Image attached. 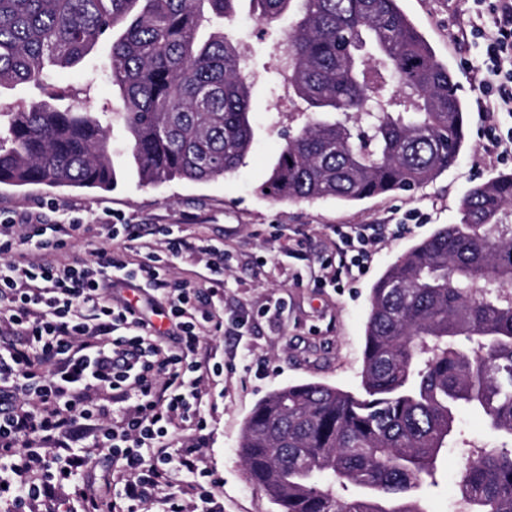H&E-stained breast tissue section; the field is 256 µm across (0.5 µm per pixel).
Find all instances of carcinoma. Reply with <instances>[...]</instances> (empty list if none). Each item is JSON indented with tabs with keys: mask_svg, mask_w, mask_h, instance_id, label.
Segmentation results:
<instances>
[{
	"mask_svg": "<svg viewBox=\"0 0 512 512\" xmlns=\"http://www.w3.org/2000/svg\"><path fill=\"white\" fill-rule=\"evenodd\" d=\"M235 0H0V88L46 82L108 33L127 148L144 185L211 181L251 151V83L233 41L203 27ZM272 22L297 5L281 50L312 113L284 136L260 193L361 201L409 193L455 164L467 138L454 75L399 0H256ZM395 81L396 109L362 111ZM0 184L109 191V125L48 98L1 112ZM362 391L289 385L245 422L250 481L282 512H426L409 493L434 474L462 409L512 440V174L471 187L459 222L393 262L369 295ZM462 512H512V445L472 443Z\"/></svg>",
	"mask_w": 512,
	"mask_h": 512,
	"instance_id": "carcinoma-1",
	"label": "carcinoma"
}]
</instances>
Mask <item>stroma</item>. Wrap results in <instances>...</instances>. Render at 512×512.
<instances>
[{
  "mask_svg": "<svg viewBox=\"0 0 512 512\" xmlns=\"http://www.w3.org/2000/svg\"><path fill=\"white\" fill-rule=\"evenodd\" d=\"M400 6L453 72L467 109L468 139L457 163L415 192L356 204L333 199L278 202L258 194L284 134L295 130L300 117L288 95L278 46L292 19L258 23L249 0H239L236 16L224 25L252 75L254 144L235 174L215 181L142 185L125 149L127 134L116 123L112 161L117 183L112 190L0 184L1 211H38L50 224L62 221L68 211L82 218L71 245L72 252L82 255L90 247L106 246L95 221L106 212L116 224H140L148 232L176 224L188 237L223 245L224 333L209 343L224 371L209 375L203 384L208 426L201 460L224 481V512H280L252 484L238 454L242 429L256 404L278 388L304 382L359 391L373 284L399 256L437 229L458 222L469 188L512 174V153L501 152L502 144L512 140V115L489 117L478 109L481 92L472 67L483 56L469 30L483 19L474 0H400ZM53 93L65 105L80 99L95 109H122L120 94L107 77L88 87L78 70L57 72L48 87L27 83L1 88L0 109L28 106ZM350 227L365 229L373 245L363 275L335 287L324 263L345 261L339 233ZM455 426L457 438L439 456L435 483H422L412 492L426 512H458L457 481L467 442L499 443L478 412L461 410Z\"/></svg>",
  "mask_w": 512,
  "mask_h": 512,
  "instance_id": "stroma-1",
  "label": "stroma"
}]
</instances>
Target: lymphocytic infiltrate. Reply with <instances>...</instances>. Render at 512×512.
<instances>
[{"label":"lymphocytic infiltrate","mask_w":512,"mask_h":512,"mask_svg":"<svg viewBox=\"0 0 512 512\" xmlns=\"http://www.w3.org/2000/svg\"><path fill=\"white\" fill-rule=\"evenodd\" d=\"M488 26L473 30L485 58L475 80L485 112L512 113V0H488ZM73 224L0 211V497L11 512L50 505L66 484L83 512H187L191 488L216 512L222 480L200 468L207 426L198 400L210 370L207 339L224 327L213 303L224 286V251L162 228L165 249L136 264L127 252L137 224L104 223L116 248L57 261ZM204 259L205 276L170 283L184 254ZM159 307L168 328L154 323ZM52 454H45V447ZM106 450L120 494L102 495L88 480V449Z\"/></svg>","instance_id":"f902f5d3"}]
</instances>
